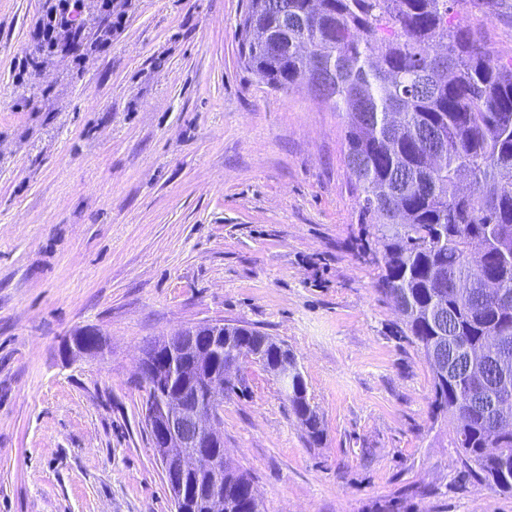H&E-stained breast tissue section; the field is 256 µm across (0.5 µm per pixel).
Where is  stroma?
I'll list each match as a JSON object with an SVG mask.
<instances>
[{"instance_id": "stroma-1", "label": "stroma", "mask_w": 512, "mask_h": 512, "mask_svg": "<svg viewBox=\"0 0 512 512\" xmlns=\"http://www.w3.org/2000/svg\"><path fill=\"white\" fill-rule=\"evenodd\" d=\"M49 3L0 0V512H175L138 366L215 320L288 345L323 419L309 443L273 377L231 370L224 454L265 512H512L378 290L344 117L240 64L246 0H113L79 65L37 53ZM459 16L512 58V0ZM84 330L100 352L67 351Z\"/></svg>"}]
</instances>
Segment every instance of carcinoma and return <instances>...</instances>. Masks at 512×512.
Wrapping results in <instances>:
<instances>
[{"instance_id": "1", "label": "carcinoma", "mask_w": 512, "mask_h": 512, "mask_svg": "<svg viewBox=\"0 0 512 512\" xmlns=\"http://www.w3.org/2000/svg\"><path fill=\"white\" fill-rule=\"evenodd\" d=\"M465 0H246L239 23L240 60L273 90L305 86L346 118L345 158L359 189L363 223L378 246L381 291L399 296L403 323L426 350L449 345L453 372L431 369L434 415L456 422L454 447L482 477L512 493V425L494 426L488 407L512 393V302L479 288L498 281L512 299V61L492 57L477 35L455 22ZM442 147L441 154L433 152ZM472 284L457 294L453 279ZM442 319L430 318L435 306ZM212 370L219 376L245 348L274 379L295 355L275 338L244 325L214 323ZM483 353L473 383L469 353ZM146 386L148 396L198 390L183 347ZM288 406L308 438L320 442L322 419L303 374L293 375ZM185 512H212L206 470L184 477ZM224 512H262L251 478L227 464L219 486Z\"/></svg>"}]
</instances>
